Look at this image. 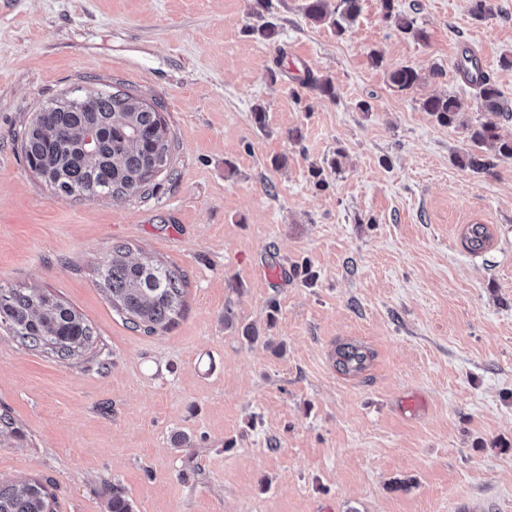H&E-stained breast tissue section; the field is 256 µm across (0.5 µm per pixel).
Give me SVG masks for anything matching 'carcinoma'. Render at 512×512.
<instances>
[{
	"mask_svg": "<svg viewBox=\"0 0 512 512\" xmlns=\"http://www.w3.org/2000/svg\"><path fill=\"white\" fill-rule=\"evenodd\" d=\"M385 18L394 21L402 33L413 31V22L394 12V0H380ZM338 16L326 12L325 0H308L307 16L316 23L331 22L336 32L345 31L343 21L358 12V0H341ZM464 79L479 89L478 111L483 121L471 129L470 139L477 145L497 143L496 155L512 158V140L498 134L500 121L512 120V109L502 102V93L483 71L477 60L466 57L458 65ZM419 76L415 68L401 66L390 74L400 90L414 87ZM292 89L312 85L324 96H334L330 80L308 73L295 79ZM423 109L442 125H451L460 112L453 97H430ZM95 133V148L87 155L83 141ZM21 149L29 167L56 193L67 197L89 195L122 198L143 197L152 181L169 167L159 169L160 160L172 162L173 142L158 104H144L133 95L93 92L75 95L66 103L55 102L51 111L38 112L23 130ZM470 249L480 250L488 240L486 228L474 224L467 236ZM104 288L114 309L148 334L168 328L184 306L183 277L154 261L128 259L124 247L112 249V258L100 271ZM0 323L22 345L40 349L61 359H71L92 347L93 332L86 320L67 304L35 288H0ZM336 367L343 373L365 367L368 352L363 347L345 344L336 350ZM110 512H131L129 501L114 485L108 503ZM0 512H52L51 494L39 482L22 485L0 481Z\"/></svg>",
	"mask_w": 512,
	"mask_h": 512,
	"instance_id": "carcinoma-1",
	"label": "carcinoma"
}]
</instances>
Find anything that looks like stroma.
<instances>
[{"instance_id": "obj_1", "label": "stroma", "mask_w": 512, "mask_h": 512, "mask_svg": "<svg viewBox=\"0 0 512 512\" xmlns=\"http://www.w3.org/2000/svg\"><path fill=\"white\" fill-rule=\"evenodd\" d=\"M306 3L0 0V286L96 337L64 361L0 328V480L41 482L53 512H109L115 485L131 512H512V159L467 167L496 148L469 138L457 69L474 56L512 104V0H394L420 39L380 0L341 34ZM307 72L334 97L293 99ZM107 85L159 103L173 172L142 198L56 195L21 134ZM446 95L450 126L422 108ZM116 245L182 275L169 329L113 311ZM342 343L362 372L337 371ZM336 367L343 373L359 372L365 367L368 352L362 346L344 344L336 350Z\"/></svg>"}]
</instances>
